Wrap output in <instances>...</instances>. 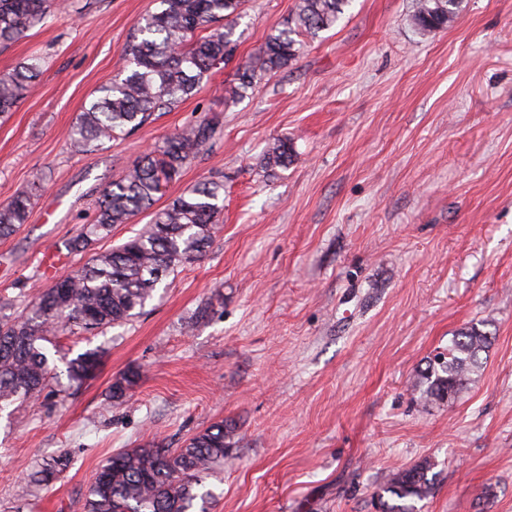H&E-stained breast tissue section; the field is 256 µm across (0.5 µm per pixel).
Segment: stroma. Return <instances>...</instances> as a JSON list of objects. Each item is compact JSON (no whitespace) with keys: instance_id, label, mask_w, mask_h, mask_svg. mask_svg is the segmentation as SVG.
Wrapping results in <instances>:
<instances>
[{"instance_id":"stroma-1","label":"stroma","mask_w":512,"mask_h":512,"mask_svg":"<svg viewBox=\"0 0 512 512\" xmlns=\"http://www.w3.org/2000/svg\"><path fill=\"white\" fill-rule=\"evenodd\" d=\"M298 4L243 0L235 53L195 96L87 153L67 132L156 0H51L0 48V74L43 60L0 121V204L33 193L26 224L0 238V313L83 264L68 245L102 189L184 126L217 121L157 207L224 184L207 254L131 321L51 337L40 398L0 411V512H85L107 457L179 448L217 421L231 447L206 479L210 512H382L381 489L424 461L436 480L415 512H512V0H462L435 31L413 26L415 0H352L229 100L238 64ZM279 139L293 160L265 172ZM472 325L491 336L481 367L457 400H424L428 358ZM95 348L96 377L71 383L66 360ZM131 370L137 384L111 399ZM64 453L69 469L30 483Z\"/></svg>"}]
</instances>
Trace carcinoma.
Returning a JSON list of instances; mask_svg holds the SVG:
<instances>
[{
    "label": "carcinoma",
    "mask_w": 512,
    "mask_h": 512,
    "mask_svg": "<svg viewBox=\"0 0 512 512\" xmlns=\"http://www.w3.org/2000/svg\"><path fill=\"white\" fill-rule=\"evenodd\" d=\"M351 0H300L295 16L268 37L264 49L238 68L230 97L243 96L267 75L283 69L299 53L295 36H312L334 26ZM158 10L142 18L121 50L125 65L119 76L101 86L69 129L71 145L91 151L144 125L156 112H166L194 96L214 65L232 58L237 47L235 27L221 25L240 14L242 0H158ZM461 0H416L413 23L420 29H440L456 16ZM49 0H0V45L16 41L41 23ZM203 35H198V32ZM41 73L40 59L31 56L0 75V116L33 92ZM215 122L204 119L167 138L157 150L134 163L118 181L107 184L97 205L95 221L71 241L70 249L85 251L104 239L117 224H128L149 210L156 194L179 175L212 136ZM293 148L280 140L269 146L262 168L271 172L292 162ZM31 194L22 192L0 206V238L26 223ZM224 209V184L199 181L187 187L165 208L151 213L146 227L120 245L90 255L87 262L39 293L12 320H0V405L40 396L49 361L42 342L59 331L104 329L133 318L153 292L179 267L203 258L213 242L215 224ZM491 336L473 325L448 345V354L431 361L423 375L422 394L455 400L480 367L481 353ZM98 349L66 362L69 379L84 383L101 365ZM139 373L128 372L110 387L121 400L136 385ZM224 422H215L190 437L181 448L151 441L122 448L96 471L85 493V512H209L214 499L204 479L224 462L229 450ZM61 456L34 476L46 482L65 471ZM424 462L403 470L385 492L403 501L383 502L384 512H414L411 502L433 491Z\"/></svg>",
    "instance_id": "obj_1"
}]
</instances>
